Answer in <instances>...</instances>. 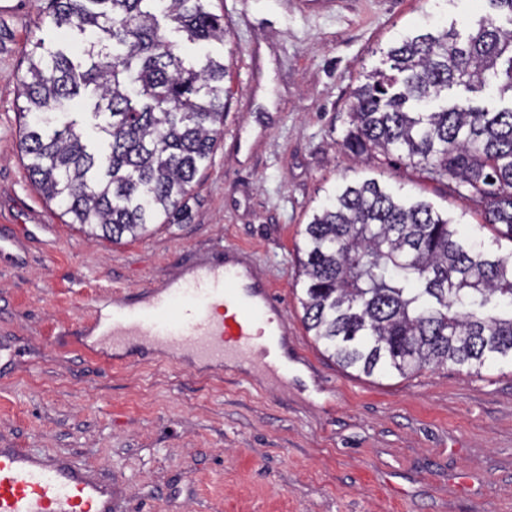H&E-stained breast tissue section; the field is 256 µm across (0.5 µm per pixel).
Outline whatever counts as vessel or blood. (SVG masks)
Wrapping results in <instances>:
<instances>
[{"label": "vessel or blood", "mask_w": 512, "mask_h": 512, "mask_svg": "<svg viewBox=\"0 0 512 512\" xmlns=\"http://www.w3.org/2000/svg\"><path fill=\"white\" fill-rule=\"evenodd\" d=\"M89 330L112 342L135 336L187 348L199 360L217 363L256 348L276 361L267 339L287 333L275 293L234 246L207 264L187 267L178 287L132 301L110 322L93 323ZM114 496L110 480L68 461L0 448V512H114Z\"/></svg>", "instance_id": "vessel-or-blood-1"}]
</instances>
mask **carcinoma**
Wrapping results in <instances>:
<instances>
[{
	"mask_svg": "<svg viewBox=\"0 0 512 512\" xmlns=\"http://www.w3.org/2000/svg\"><path fill=\"white\" fill-rule=\"evenodd\" d=\"M205 0H49L51 22L90 34L85 65L62 51L30 60L21 82L20 149L49 202L88 235L117 241L184 213L211 160L231 78L224 60L187 58L185 42H225ZM466 37L453 27L405 37L353 92L341 146L393 151L430 180L476 198L484 219L512 240V0ZM505 18L511 27L500 24ZM486 87L509 105L493 111L448 90ZM102 147L57 109L80 94ZM306 329L345 369L415 374L455 365L473 373L512 364V253L494 255L425 201L406 202L374 181L346 184L312 215L298 248Z\"/></svg>",
	"mask_w": 512,
	"mask_h": 512,
	"instance_id": "1",
	"label": "carcinoma"
}]
</instances>
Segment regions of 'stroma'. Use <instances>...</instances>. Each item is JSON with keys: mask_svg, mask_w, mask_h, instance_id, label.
Instances as JSON below:
<instances>
[{"mask_svg": "<svg viewBox=\"0 0 512 512\" xmlns=\"http://www.w3.org/2000/svg\"><path fill=\"white\" fill-rule=\"evenodd\" d=\"M232 71L224 134L175 224L88 237L32 184L19 84L36 44L82 60L47 0H0V448L118 482L117 512H512V365L402 377L343 369L304 327L296 247L312 212L366 179L460 218L490 251L480 204L394 156L341 146L352 91L416 30L467 31L484 0H208ZM246 248L288 325V371L78 333L215 249Z\"/></svg>", "mask_w": 512, "mask_h": 512, "instance_id": "1", "label": "stroma"}]
</instances>
